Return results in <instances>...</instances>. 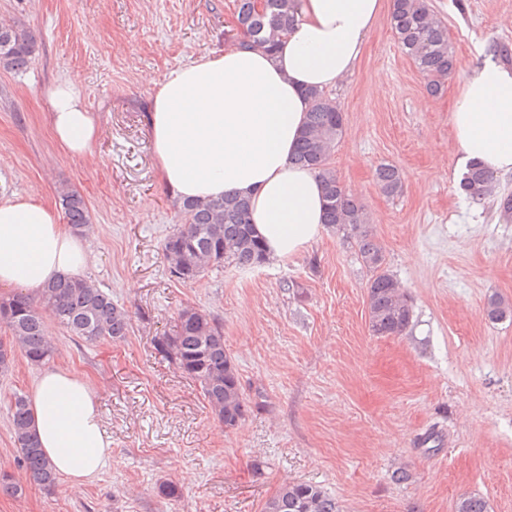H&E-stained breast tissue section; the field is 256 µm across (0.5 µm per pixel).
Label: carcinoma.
<instances>
[{"label": "carcinoma", "mask_w": 512, "mask_h": 512, "mask_svg": "<svg viewBox=\"0 0 512 512\" xmlns=\"http://www.w3.org/2000/svg\"><path fill=\"white\" fill-rule=\"evenodd\" d=\"M297 0H235L236 20L254 43L272 51L276 42L268 33L286 32L294 21ZM390 24L402 51L427 81L432 93L441 91L453 72L455 59L445 28L434 18L428 0H394ZM35 42L30 32L0 23V68L24 72L32 62ZM311 107L293 156L296 164L315 170L326 198L324 224L350 231L371 277L367 283L369 326L378 336H399L412 318L410 300L384 268L383 248L366 224L363 205L351 194L330 166V157L342 135L344 114L324 91H308ZM375 179L387 196L402 192L404 178L393 164L376 168ZM460 188L474 200L494 197L503 215L512 214V196L500 195L496 177L471 166L463 174ZM59 205L75 234L89 228L90 213L85 198L77 191L63 190ZM182 224L164 241L163 251L171 270L184 282L193 281L210 269L232 264L254 267L267 261L266 252L250 221L248 202L237 196L179 204ZM486 313L491 320L512 315V304L493 296ZM62 325L67 333L86 343L120 340L128 335L130 315L112 300V295L94 282L60 278L43 288L39 300L19 293L0 299V329L8 334L9 345L28 364L39 366L54 354L45 316ZM158 350L181 373L200 388L204 399L227 429L244 419L248 405L237 370L224 346V326L195 308L182 310L172 333L161 337ZM27 396L15 393L8 404V421L14 443L30 483L45 490L57 485L53 470L31 429ZM264 512H339L336 499L321 487L288 483L269 499ZM455 512H489L488 503L476 497L460 499Z\"/></svg>", "instance_id": "cac0c4a2"}]
</instances>
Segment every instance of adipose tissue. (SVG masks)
I'll use <instances>...</instances> for the list:
<instances>
[{
    "instance_id": "obj_1",
    "label": "adipose tissue",
    "mask_w": 512,
    "mask_h": 512,
    "mask_svg": "<svg viewBox=\"0 0 512 512\" xmlns=\"http://www.w3.org/2000/svg\"><path fill=\"white\" fill-rule=\"evenodd\" d=\"M384 0H298L295 22L274 52L232 45L170 70L153 83L149 136L154 165L176 200L238 195L266 255L286 259L319 236L326 201L314 170L294 154L310 89L352 75ZM55 137L74 157L98 133L77 80L47 90ZM450 126L460 168L512 172V66L485 57L459 82ZM94 256L38 194L0 202V288L34 295L62 276L84 277ZM32 428L70 490L108 462L112 441L98 392L74 373L43 367L29 393Z\"/></svg>"
}]
</instances>
